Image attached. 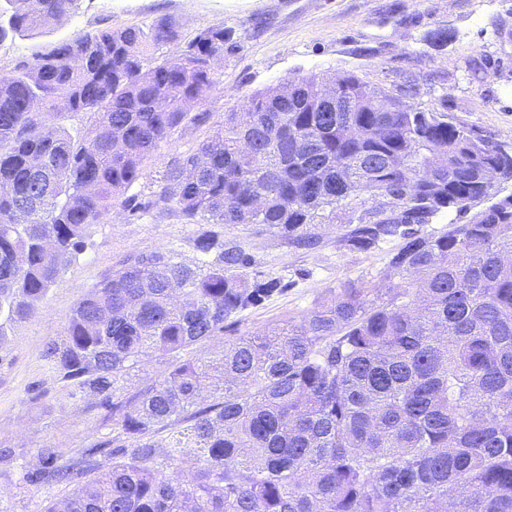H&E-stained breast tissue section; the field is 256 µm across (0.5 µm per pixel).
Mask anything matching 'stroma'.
Here are the masks:
<instances>
[{
    "instance_id": "1",
    "label": "stroma",
    "mask_w": 512,
    "mask_h": 512,
    "mask_svg": "<svg viewBox=\"0 0 512 512\" xmlns=\"http://www.w3.org/2000/svg\"><path fill=\"white\" fill-rule=\"evenodd\" d=\"M161 17L176 26L178 43L220 24L232 31L233 45L218 63L219 85L201 106L207 122L176 129L130 188L147 214L136 217L115 206L92 227L84 251L65 264L36 313L15 324L0 347V504L9 512H42L72 492L69 484L28 479L42 450L53 452L55 464L76 465L85 448L100 443L104 450L84 476L111 470L112 451L105 446L114 433L111 417L96 399L73 395L49 368L44 350L123 257L175 246L183 261L195 259L197 225L151 203L168 165L212 137L225 113L291 79L314 73L332 80L351 72L403 101L447 113L450 122L512 143V0H80L67 22L0 42V76L57 41L108 28H145ZM439 29L449 32L446 43L430 41ZM178 43L159 50L172 53ZM344 230L320 225L318 243L307 249L258 224L225 228V238L239 242L256 269L279 281L260 305L232 318L226 338L300 321L350 281L389 284L394 242L352 252L341 242Z\"/></svg>"
}]
</instances>
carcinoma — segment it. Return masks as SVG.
<instances>
[{
    "instance_id": "cac0c4a2",
    "label": "carcinoma",
    "mask_w": 512,
    "mask_h": 512,
    "mask_svg": "<svg viewBox=\"0 0 512 512\" xmlns=\"http://www.w3.org/2000/svg\"><path fill=\"white\" fill-rule=\"evenodd\" d=\"M80 0H5L0 42L57 24ZM165 22L59 41L0 77V345L64 263L145 176V162L218 84L232 32L210 25L172 56ZM271 87L184 160L153 206L199 225L196 259L130 255L67 316L44 357L112 415V470L42 512H512V154L375 88L308 74ZM501 172L496 184L485 175ZM409 209L390 222L372 205ZM439 235L432 224L448 213ZM261 224L311 246L350 224V251L394 238L387 287L349 282L254 336L193 350L278 280L214 225ZM150 362L161 373L119 392ZM172 426L167 444L155 433ZM196 465L178 471L185 449ZM53 454L28 478L66 482Z\"/></svg>"
}]
</instances>
